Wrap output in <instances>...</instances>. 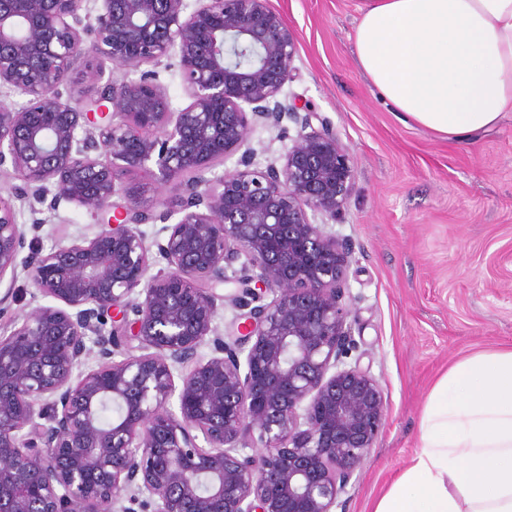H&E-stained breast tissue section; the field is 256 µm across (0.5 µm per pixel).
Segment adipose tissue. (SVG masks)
<instances>
[{"label": "adipose tissue", "mask_w": 512, "mask_h": 512, "mask_svg": "<svg viewBox=\"0 0 512 512\" xmlns=\"http://www.w3.org/2000/svg\"><path fill=\"white\" fill-rule=\"evenodd\" d=\"M359 70L408 120L470 141L512 113V0H364ZM373 512H512V348L449 367Z\"/></svg>", "instance_id": "1"}]
</instances>
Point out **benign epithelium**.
<instances>
[{
  "mask_svg": "<svg viewBox=\"0 0 512 512\" xmlns=\"http://www.w3.org/2000/svg\"><path fill=\"white\" fill-rule=\"evenodd\" d=\"M241 46L255 49L246 65ZM296 52L268 0H0V171L28 187L0 193V283L16 280L47 196L99 220L22 266L54 304L0 334V512H132L124 498L155 512H333L362 469L387 401L345 361L350 248L332 221L355 171L333 130L283 97ZM172 54L178 109L156 83ZM89 55L113 71L85 75L93 96L64 95ZM286 120L297 133L280 165L251 168L250 131ZM238 152L243 168L202 177ZM131 174L192 178L155 216ZM155 217L166 235L149 242L139 225ZM226 300L242 319L229 342L215 323Z\"/></svg>",
  "mask_w": 512,
  "mask_h": 512,
  "instance_id": "obj_1",
  "label": "benign epithelium"
}]
</instances>
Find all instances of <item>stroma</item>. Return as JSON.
Instances as JSON below:
<instances>
[{
	"label": "stroma",
	"instance_id": "stroma-1",
	"mask_svg": "<svg viewBox=\"0 0 512 512\" xmlns=\"http://www.w3.org/2000/svg\"><path fill=\"white\" fill-rule=\"evenodd\" d=\"M362 0H269L296 34L297 95L350 149L355 185L335 223L351 246L350 360L379 381L386 422L335 512L372 502L420 446L434 382L458 359L512 347V116L472 143L399 120L360 72L353 32ZM295 134L256 127L253 166L278 162ZM18 254L97 230L86 210H43Z\"/></svg>",
	"mask_w": 512,
	"mask_h": 512
}]
</instances>
